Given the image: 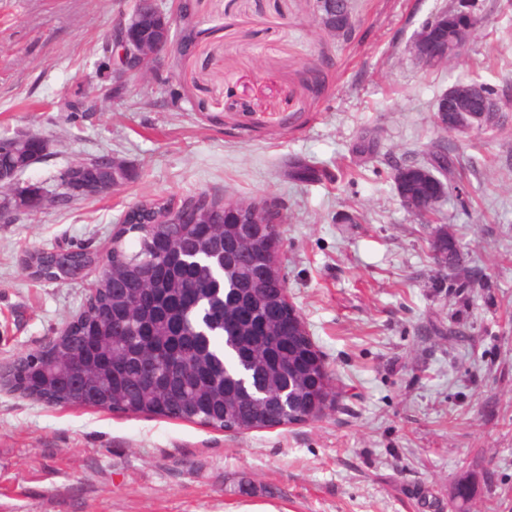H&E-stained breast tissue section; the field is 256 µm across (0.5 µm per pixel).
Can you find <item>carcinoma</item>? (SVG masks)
Returning a JSON list of instances; mask_svg holds the SVG:
<instances>
[{"label":"carcinoma","mask_w":512,"mask_h":512,"mask_svg":"<svg viewBox=\"0 0 512 512\" xmlns=\"http://www.w3.org/2000/svg\"><path fill=\"white\" fill-rule=\"evenodd\" d=\"M0 160L16 169L27 166L26 142L0 137ZM448 158V182L460 165L456 148L432 142L426 159L400 172L395 180L400 199H421L429 186L428 158ZM78 179L102 184L127 178L104 161L73 173ZM129 224L128 238L108 259L104 289L105 318L100 327L73 333L82 367L49 379L53 363L45 356L33 364L17 359L26 390L58 406L76 400L90 408L125 414H151L222 430L261 429L268 422L299 421L333 386L328 370L310 361V343L282 332L284 311L277 297L283 278L268 282L267 293L255 285L267 282L261 252L271 233L254 235L257 252L245 254L240 241L250 227L210 202L193 224H158L153 216ZM439 265L450 275L451 288H481L482 269L459 275L462 251L448 231L439 229L432 243ZM98 263V255L83 251L37 249L27 267L33 276L73 279ZM270 392L261 402L246 400L241 375ZM288 391V410L279 393Z\"/></svg>","instance_id":"obj_1"}]
</instances>
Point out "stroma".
I'll use <instances>...</instances> for the list:
<instances>
[{"label": "stroma", "mask_w": 512, "mask_h": 512, "mask_svg": "<svg viewBox=\"0 0 512 512\" xmlns=\"http://www.w3.org/2000/svg\"><path fill=\"white\" fill-rule=\"evenodd\" d=\"M468 3L485 19L464 52L429 69L411 43L430 16ZM193 52L107 97L101 47L125 0H0V134L35 132L47 156L23 180L52 186L80 157L109 155L117 190L0 223V363L38 349L82 309L96 269L38 280L36 249L106 254L126 208L200 191L276 201L288 298L338 386L319 420L230 433L0 391V512H512V112L450 135L472 193L438 224L404 207L390 159L443 137L435 104L452 85L512 82V0H351L354 40L314 23V0H195ZM323 64L310 98L305 67ZM94 112H64L77 94ZM378 158L354 181L288 176L301 159L353 167L360 131ZM482 268L451 288L436 228Z\"/></svg>", "instance_id": "obj_1"}]
</instances>
